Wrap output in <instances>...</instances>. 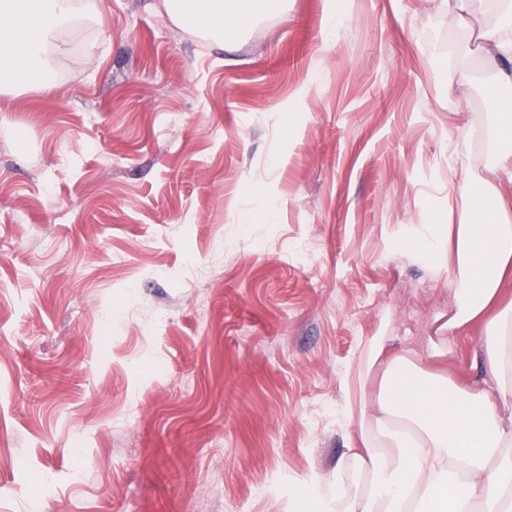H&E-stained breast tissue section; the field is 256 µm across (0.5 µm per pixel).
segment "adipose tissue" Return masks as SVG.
I'll return each instance as SVG.
<instances>
[{"label":"adipose tissue","instance_id":"adipose-tissue-1","mask_svg":"<svg viewBox=\"0 0 512 512\" xmlns=\"http://www.w3.org/2000/svg\"><path fill=\"white\" fill-rule=\"evenodd\" d=\"M279 0H164L186 29L223 42ZM479 46L483 93L492 105L486 135L512 141V0H432ZM77 16L74 0H0V85L16 69L49 73V51ZM438 251L455 307L430 338L445 355L463 327L483 328L472 352L477 383L426 370L384 336L369 346L379 382L358 416L336 479L314 482V512H512V153L447 223L424 230L420 259Z\"/></svg>","mask_w":512,"mask_h":512}]
</instances>
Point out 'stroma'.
Returning <instances> with one entry per match:
<instances>
[{
  "label": "stroma",
  "instance_id": "obj_1",
  "mask_svg": "<svg viewBox=\"0 0 512 512\" xmlns=\"http://www.w3.org/2000/svg\"><path fill=\"white\" fill-rule=\"evenodd\" d=\"M60 38L0 90V512H310L370 340L428 363L454 305L414 230L512 152L481 86L448 95L462 33L283 0L223 45L102 0ZM479 337L438 361L459 385Z\"/></svg>",
  "mask_w": 512,
  "mask_h": 512
}]
</instances>
